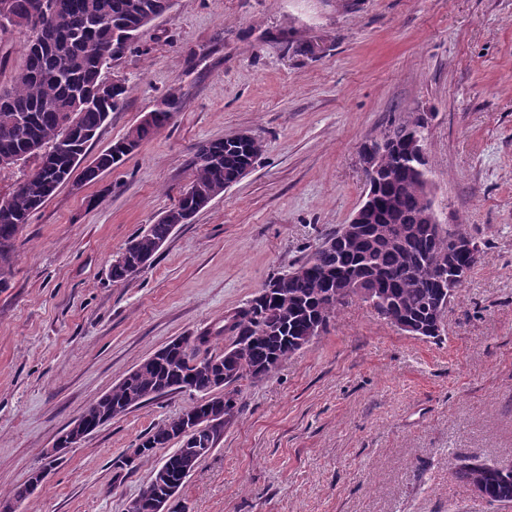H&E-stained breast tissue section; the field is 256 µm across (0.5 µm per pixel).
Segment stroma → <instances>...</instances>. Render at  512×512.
I'll list each match as a JSON object with an SVG mask.
<instances>
[{
    "label": "stroma",
    "mask_w": 512,
    "mask_h": 512,
    "mask_svg": "<svg viewBox=\"0 0 512 512\" xmlns=\"http://www.w3.org/2000/svg\"><path fill=\"white\" fill-rule=\"evenodd\" d=\"M312 42L319 54H294ZM132 87L87 156L170 89L169 126L98 181L64 184L19 234L0 288V493L41 466L20 512H125L168 456L116 459L201 394H165L47 459L90 402L172 339L223 326L348 223L360 144L429 117L435 210L481 245L441 340L359 300L268 378L186 478V512H503L460 458L512 460V0H177L112 66ZM247 131L254 169L178 225L125 285L111 262L172 208L202 143Z\"/></svg>",
    "instance_id": "1"
}]
</instances>
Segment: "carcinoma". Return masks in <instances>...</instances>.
Listing matches in <instances>:
<instances>
[{"instance_id":"obj_1","label":"carcinoma","mask_w":512,"mask_h":512,"mask_svg":"<svg viewBox=\"0 0 512 512\" xmlns=\"http://www.w3.org/2000/svg\"><path fill=\"white\" fill-rule=\"evenodd\" d=\"M38 0H9L12 14L31 24L36 38L25 48V65L14 84L0 89V169L33 158L36 166L19 185L9 200L10 216H0V288L8 286L13 276L11 258L20 231L30 215L49 198L50 189L59 182L57 172L70 163L71 155L62 150L69 144L75 154L86 157L88 145L99 134L110 115L127 104L130 87L122 78L112 79L110 90L99 96L105 82L104 73L112 68L123 49L140 37L152 19L170 13L171 0H53V10L46 18L34 19ZM166 107L153 110L150 122L139 125L131 137H123L100 153L81 171L85 182L96 181L105 171L121 164L142 141L151 138L170 124L175 112L181 109L178 90L165 97ZM425 118L412 113L401 121H392L372 143H392L397 150L381 156L382 173L372 197L370 222L379 229L377 239L344 242L332 249L318 246L303 262L293 266L294 276L282 273L268 285L272 295L262 300L253 298L235 311L233 323L224 326L231 335L232 345L239 348L224 384L229 391L227 407L238 413L235 385L258 380L257 374L275 359L281 363L300 350L299 343L315 337L312 324L320 316L327 326L345 301L327 298L332 288L341 287L349 276L366 279L374 295L357 293L346 298H360L369 303L390 324L405 320L431 326L447 304L448 291H459L466 280L457 279L441 287L431 269L432 261L447 262L473 271L479 258L464 252L452 253L448 237L468 238L470 233L462 224H454L443 232L432 233L429 216L424 207L428 162L426 158L411 157L410 144L425 138ZM264 151L261 140L252 138L240 145L224 141L201 144L189 162L194 194L181 195L174 211L190 210L196 197L209 198L224 194V186L236 181L241 168L257 162ZM422 172H416L417 167ZM402 226L407 235L400 237L393 228ZM173 232V225L158 221L147 232L137 233L132 241L138 252L157 254L156 247ZM134 263L127 261L112 265L110 278L123 284L134 277ZM211 337L203 336L197 343L176 344L168 360L153 364L143 360L136 372L112 387L108 400H94L81 414L80 425L92 430L99 415L116 407L122 413L157 397L164 389L170 394L189 390L212 394L216 388L217 361L224 354L196 358L190 351L207 345ZM201 409L194 403L179 415L154 426L141 439L145 452L138 462L116 460L122 470H131L137 463L148 460L156 448H167L177 440V430ZM223 432L205 427L191 435L195 446L212 451ZM458 478L468 486L484 487L490 501L512 502V473H503L494 465L465 461L458 469Z\"/></svg>"}]
</instances>
